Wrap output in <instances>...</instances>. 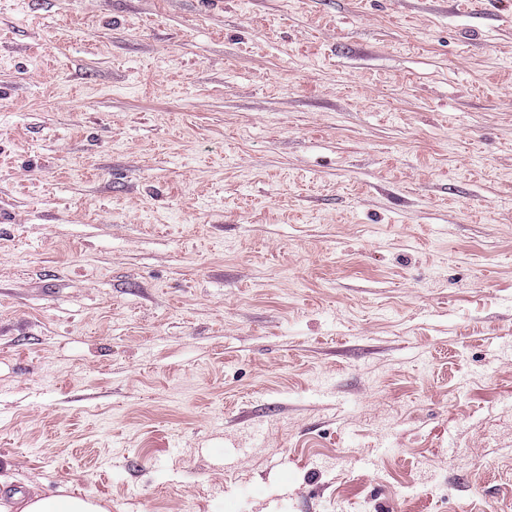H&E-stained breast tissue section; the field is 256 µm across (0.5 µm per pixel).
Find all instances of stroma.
Instances as JSON below:
<instances>
[{
    "label": "stroma",
    "mask_w": 512,
    "mask_h": 512,
    "mask_svg": "<svg viewBox=\"0 0 512 512\" xmlns=\"http://www.w3.org/2000/svg\"><path fill=\"white\" fill-rule=\"evenodd\" d=\"M512 512V0H0V500Z\"/></svg>",
    "instance_id": "obj_1"
}]
</instances>
